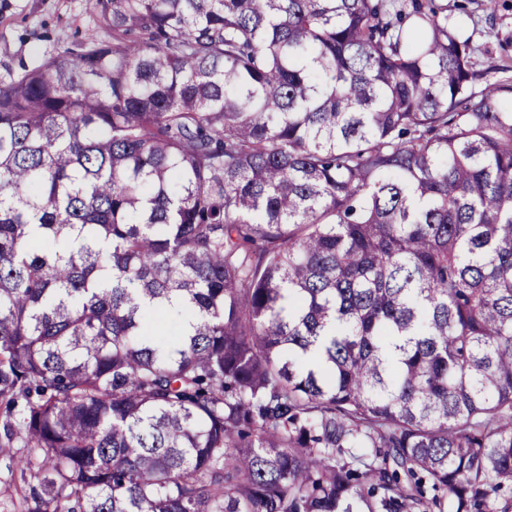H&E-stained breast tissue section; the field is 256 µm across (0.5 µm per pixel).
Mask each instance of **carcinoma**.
Masks as SVG:
<instances>
[{
	"mask_svg": "<svg viewBox=\"0 0 512 512\" xmlns=\"http://www.w3.org/2000/svg\"><path fill=\"white\" fill-rule=\"evenodd\" d=\"M445 0H96L0 83L28 512H508L512 80Z\"/></svg>",
	"mask_w": 512,
	"mask_h": 512,
	"instance_id": "carcinoma-1",
	"label": "carcinoma"
}]
</instances>
